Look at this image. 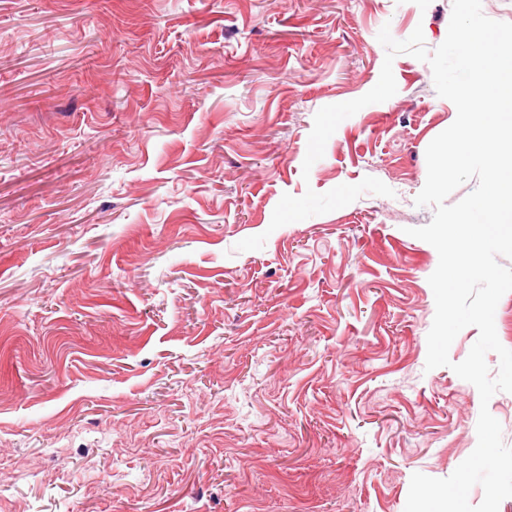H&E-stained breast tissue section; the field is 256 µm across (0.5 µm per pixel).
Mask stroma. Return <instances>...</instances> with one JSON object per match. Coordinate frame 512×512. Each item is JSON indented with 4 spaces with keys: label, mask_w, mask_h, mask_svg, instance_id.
Returning a JSON list of instances; mask_svg holds the SVG:
<instances>
[{
    "label": "stroma",
    "mask_w": 512,
    "mask_h": 512,
    "mask_svg": "<svg viewBox=\"0 0 512 512\" xmlns=\"http://www.w3.org/2000/svg\"><path fill=\"white\" fill-rule=\"evenodd\" d=\"M452 0H0V512H404L512 393L426 370Z\"/></svg>",
    "instance_id": "obj_1"
}]
</instances>
